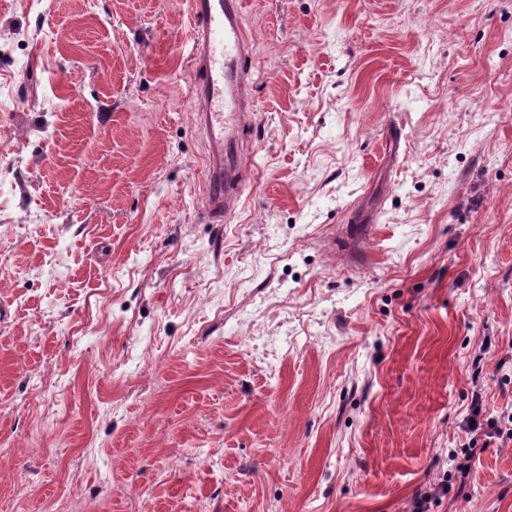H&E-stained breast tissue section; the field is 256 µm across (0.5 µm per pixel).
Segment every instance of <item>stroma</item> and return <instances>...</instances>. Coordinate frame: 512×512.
Here are the masks:
<instances>
[{
  "label": "stroma",
  "mask_w": 512,
  "mask_h": 512,
  "mask_svg": "<svg viewBox=\"0 0 512 512\" xmlns=\"http://www.w3.org/2000/svg\"><path fill=\"white\" fill-rule=\"evenodd\" d=\"M245 18L210 224L188 0H0V512H409L512 419V0ZM431 512H512V437Z\"/></svg>",
  "instance_id": "obj_1"
}]
</instances>
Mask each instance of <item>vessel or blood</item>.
<instances>
[{
  "mask_svg": "<svg viewBox=\"0 0 512 512\" xmlns=\"http://www.w3.org/2000/svg\"><path fill=\"white\" fill-rule=\"evenodd\" d=\"M192 124L204 141L202 213L223 223L247 179V145L254 127V51L245 25V0H189Z\"/></svg>",
  "mask_w": 512,
  "mask_h": 512,
  "instance_id": "b4317fda",
  "label": "vessel or blood"
}]
</instances>
